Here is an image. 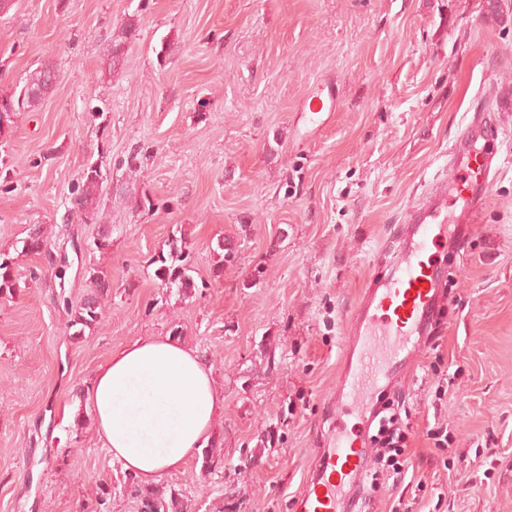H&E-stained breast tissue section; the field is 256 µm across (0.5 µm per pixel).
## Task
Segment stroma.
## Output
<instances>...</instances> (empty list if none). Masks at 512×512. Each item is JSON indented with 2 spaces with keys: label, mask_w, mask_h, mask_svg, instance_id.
<instances>
[{
  "label": "stroma",
  "mask_w": 512,
  "mask_h": 512,
  "mask_svg": "<svg viewBox=\"0 0 512 512\" xmlns=\"http://www.w3.org/2000/svg\"><path fill=\"white\" fill-rule=\"evenodd\" d=\"M44 63L54 87L0 136V250L19 283L0 295V512H138L81 391L112 351L172 334L212 367L224 465L192 459L159 486L192 512H293L349 313L478 113L499 128L498 170L438 344L397 400L406 481L424 484L413 512H512V0H15L0 94ZM329 82L335 111H303ZM90 163L105 174L91 224L71 204ZM35 225L48 250L22 253ZM174 236L203 291L155 278ZM93 270L111 292L75 340Z\"/></svg>",
  "instance_id": "1"
}]
</instances>
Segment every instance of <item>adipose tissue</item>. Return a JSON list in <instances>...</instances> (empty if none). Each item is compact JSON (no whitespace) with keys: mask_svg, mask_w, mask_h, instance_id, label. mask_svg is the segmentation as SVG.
<instances>
[{"mask_svg":"<svg viewBox=\"0 0 512 512\" xmlns=\"http://www.w3.org/2000/svg\"><path fill=\"white\" fill-rule=\"evenodd\" d=\"M83 396L101 447L144 485L205 448L224 407L207 361L169 336L141 337L114 351Z\"/></svg>","mask_w":512,"mask_h":512,"instance_id":"1","label":"adipose tissue"}]
</instances>
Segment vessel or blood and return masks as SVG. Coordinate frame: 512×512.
I'll list each match as a JSON object with an SVG mask.
<instances>
[{
    "instance_id": "1",
    "label": "vessel or blood",
    "mask_w": 512,
    "mask_h": 512,
    "mask_svg": "<svg viewBox=\"0 0 512 512\" xmlns=\"http://www.w3.org/2000/svg\"><path fill=\"white\" fill-rule=\"evenodd\" d=\"M498 134L490 119L466 123L447 188L414 207L381 248L383 275L362 290L342 346L328 415L332 437L315 449L316 466L294 497L293 512H356L367 473L365 435L440 319L448 250L458 226L470 223L484 203Z\"/></svg>"
}]
</instances>
